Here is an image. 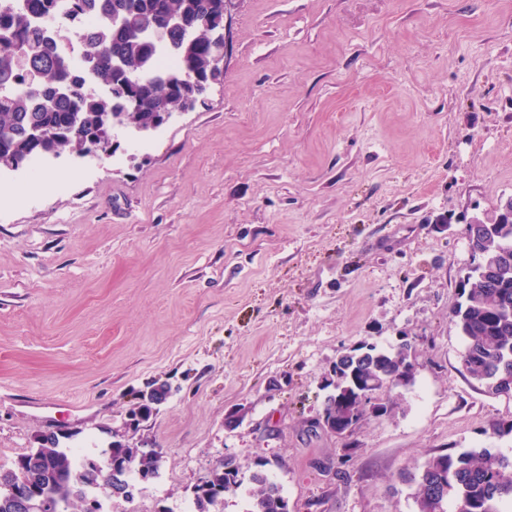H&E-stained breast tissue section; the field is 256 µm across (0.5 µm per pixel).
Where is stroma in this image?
<instances>
[{"mask_svg":"<svg viewBox=\"0 0 512 512\" xmlns=\"http://www.w3.org/2000/svg\"><path fill=\"white\" fill-rule=\"evenodd\" d=\"M227 40L144 141L0 170V468L64 430L160 451L105 512H195L227 459L211 512H247L260 465L289 512H414L431 456L512 455L449 319L468 221L512 197V0H237ZM405 341L392 414L312 429L339 356ZM230 461H225L221 468L212 471L207 480V487H199L195 504L198 512H210L211 506L215 505L218 499L224 495V492L241 485L239 479V468L230 469Z\"/></svg>","mask_w":512,"mask_h":512,"instance_id":"35a3bbf8","label":"stroma"}]
</instances>
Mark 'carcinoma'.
<instances>
[{
	"instance_id": "1",
	"label": "carcinoma",
	"mask_w": 512,
	"mask_h": 512,
	"mask_svg": "<svg viewBox=\"0 0 512 512\" xmlns=\"http://www.w3.org/2000/svg\"><path fill=\"white\" fill-rule=\"evenodd\" d=\"M223 0H0V170L20 168L34 159L74 152L91 143L110 152L116 129L142 133L169 120L186 99L201 100L211 85L224 80L216 57L224 42L214 39L224 28ZM86 14L97 23L77 28ZM180 17L194 28L195 41L184 40L183 28L169 32L153 50L145 32L168 17ZM83 45L81 65L58 48L67 34ZM170 51L178 66L162 70L157 51ZM108 88L101 95L88 77ZM473 266L462 288L461 301L450 321L465 341L460 363L465 374L495 396L512 397V219L498 214L468 237ZM412 347L396 350L362 346L340 359L341 385L390 392L413 383L414 364L406 361ZM411 378H397L402 365ZM326 420L344 413L356 420L369 417L358 402L328 397ZM132 460L127 472L107 468L79 484L86 460H77L53 439L19 456L0 481V512L10 509L9 487L34 483L51 490L56 501L82 508L83 498L99 489L128 484L127 477L158 471L159 453L128 448L119 442L105 450ZM248 512H288L282 490L265 472L250 476ZM241 485L239 468L231 462L212 471L198 488L197 512H209L224 492ZM512 503V456L493 448H477L430 457L418 473L416 512H503Z\"/></svg>"
}]
</instances>
